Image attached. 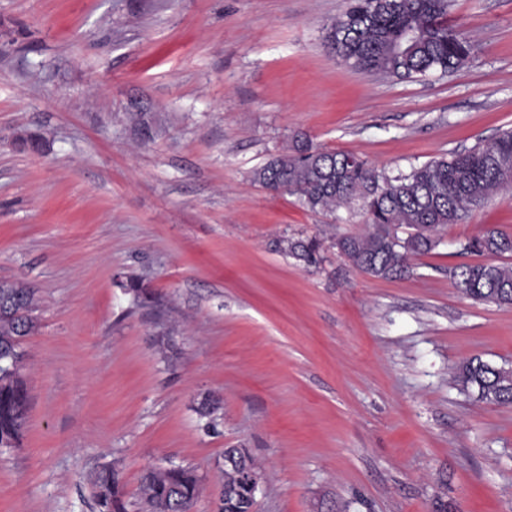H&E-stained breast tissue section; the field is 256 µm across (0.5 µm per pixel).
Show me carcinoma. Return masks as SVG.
<instances>
[{
	"mask_svg": "<svg viewBox=\"0 0 512 512\" xmlns=\"http://www.w3.org/2000/svg\"><path fill=\"white\" fill-rule=\"evenodd\" d=\"M451 0H349L344 13L329 28L327 43L350 67L368 75L392 79L451 73L470 56V45L451 24ZM512 160V130L480 141L468 150L415 167L408 174L389 176L351 153L328 151L307 137L254 173L255 180L277 192L298 196L310 210L336 211L360 204L371 230L344 236L336 247L356 268L380 278L408 271V255L435 249L448 226L463 222L472 209L504 183L500 162ZM405 226L413 233L396 235ZM470 253L501 258L498 263H461L448 268L456 288L485 303L512 305V236L495 229L470 239ZM278 248L299 261L314 264L320 243L315 239L284 238ZM35 289L0 281V348L22 356L24 338L38 328L33 316ZM457 382L488 403L512 405V369L479 358L464 361ZM29 396L20 369L0 371V437L20 440L26 424ZM142 491L148 512H192L200 495V480L188 468L147 470ZM98 512H125L118 473L101 469L95 477Z\"/></svg>",
	"mask_w": 512,
	"mask_h": 512,
	"instance_id": "1",
	"label": "carcinoma"
}]
</instances>
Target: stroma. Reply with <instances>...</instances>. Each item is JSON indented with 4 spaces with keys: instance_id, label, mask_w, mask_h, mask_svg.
Here are the masks:
<instances>
[{
    "instance_id": "stroma-1",
    "label": "stroma",
    "mask_w": 512,
    "mask_h": 512,
    "mask_svg": "<svg viewBox=\"0 0 512 512\" xmlns=\"http://www.w3.org/2000/svg\"><path fill=\"white\" fill-rule=\"evenodd\" d=\"M345 6L0 0V279L35 289L39 324L0 512H98L105 466L126 512L155 466L195 470L213 512L235 447L265 476L254 512H512V406L455 380L512 367V306L448 273L459 241L512 234V189L383 279L336 247L360 209L254 179L302 134L395 174L512 127V0H455L466 64L388 81L326 47ZM278 248L298 261L315 264L320 243L316 239L284 238L278 241Z\"/></svg>"
}]
</instances>
